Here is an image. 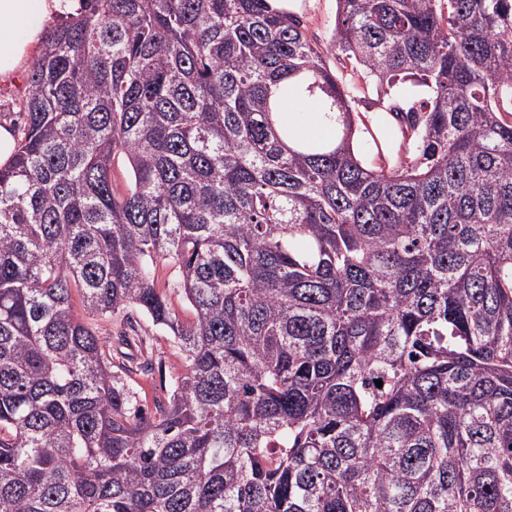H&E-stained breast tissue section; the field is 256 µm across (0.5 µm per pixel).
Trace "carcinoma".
<instances>
[{"mask_svg":"<svg viewBox=\"0 0 512 512\" xmlns=\"http://www.w3.org/2000/svg\"><path fill=\"white\" fill-rule=\"evenodd\" d=\"M29 84L0 512H512V0H337L325 44L269 0H81ZM304 89L335 140L275 124ZM139 316L185 364L151 411ZM360 109L363 112L361 115L363 124L360 122V128L362 131L361 133H359L358 138L356 140V147L358 148L363 160L370 164L377 160V153L376 149L374 148L371 135L368 132L365 123H368L367 120L369 121V123L372 120V128L375 131L377 118L381 115L379 113L381 108L378 105L374 106L372 107L370 112H367L370 109L365 110L362 107Z\"/></svg>","mask_w":512,"mask_h":512,"instance_id":"1","label":"carcinoma"}]
</instances>
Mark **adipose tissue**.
<instances>
[{"label":"adipose tissue","mask_w":512,"mask_h":512,"mask_svg":"<svg viewBox=\"0 0 512 512\" xmlns=\"http://www.w3.org/2000/svg\"><path fill=\"white\" fill-rule=\"evenodd\" d=\"M70 6L71 0H0V81H13L26 70L48 26ZM324 111L317 96L304 92L283 100L279 116L297 137L321 139L334 129Z\"/></svg>","instance_id":"1"}]
</instances>
